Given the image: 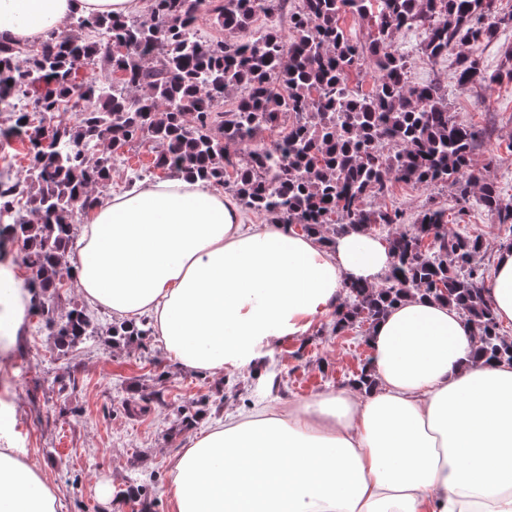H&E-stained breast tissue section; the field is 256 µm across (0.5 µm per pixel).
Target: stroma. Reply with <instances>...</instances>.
Returning <instances> with one entry per match:
<instances>
[{
	"mask_svg": "<svg viewBox=\"0 0 512 512\" xmlns=\"http://www.w3.org/2000/svg\"><path fill=\"white\" fill-rule=\"evenodd\" d=\"M418 30H396L392 44L409 60L411 84L434 83L448 97L457 119L491 128L472 153L504 197H512V80L491 87L458 85L456 53L438 59L422 54ZM448 208L444 188L400 185L376 205L403 209L415 220L425 203ZM454 230L482 233L479 261L492 268L498 248L512 231L493 215L474 210ZM96 336L59 351L55 336L39 317L0 348V442L24 449L40 463L58 496L59 512H169L164 494L173 455L213 420L246 413L256 405L275 410L294 398L339 388L364 364L367 328L336 335L331 319L317 322L302 342L284 341L267 355L278 369L279 386L249 371L189 372L170 362L154 337L128 342L112 337L113 316L91 309Z\"/></svg>",
	"mask_w": 512,
	"mask_h": 512,
	"instance_id": "35a3bbf8",
	"label": "stroma"
}]
</instances>
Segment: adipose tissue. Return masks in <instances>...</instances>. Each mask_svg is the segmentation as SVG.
<instances>
[{"label":"adipose tissue","mask_w":512,"mask_h":512,"mask_svg":"<svg viewBox=\"0 0 512 512\" xmlns=\"http://www.w3.org/2000/svg\"><path fill=\"white\" fill-rule=\"evenodd\" d=\"M139 0H0V42L64 33L74 15H127ZM72 274L86 301L149 318L180 368L250 369L343 305L345 281L377 285L387 242L332 245L246 223L237 202L182 172L102 199L85 214ZM484 288L512 324V248ZM371 388L345 386L286 410L231 416L173 458L172 512H512V364L474 359L472 326L415 296L366 338ZM0 512H58L40 467L0 448Z\"/></svg>","instance_id":"ef3b65f1"}]
</instances>
